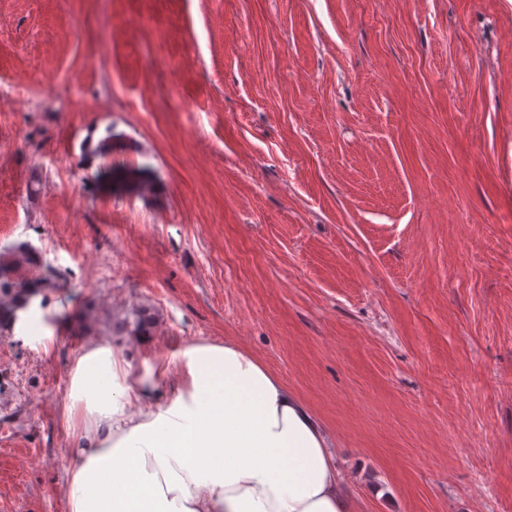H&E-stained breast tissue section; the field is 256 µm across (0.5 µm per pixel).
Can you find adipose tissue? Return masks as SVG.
<instances>
[{
    "label": "adipose tissue",
    "instance_id": "ef3b65f1",
    "mask_svg": "<svg viewBox=\"0 0 512 512\" xmlns=\"http://www.w3.org/2000/svg\"><path fill=\"white\" fill-rule=\"evenodd\" d=\"M146 373L109 346L76 358L69 512H355L320 423L238 345L203 343Z\"/></svg>",
    "mask_w": 512,
    "mask_h": 512
}]
</instances>
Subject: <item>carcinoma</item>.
I'll use <instances>...</instances> for the list:
<instances>
[{
  "label": "carcinoma",
  "instance_id": "cac0c4a2",
  "mask_svg": "<svg viewBox=\"0 0 512 512\" xmlns=\"http://www.w3.org/2000/svg\"><path fill=\"white\" fill-rule=\"evenodd\" d=\"M35 252L26 243L0 253V332L14 327L16 312L47 288H55Z\"/></svg>",
  "mask_w": 512,
  "mask_h": 512
}]
</instances>
